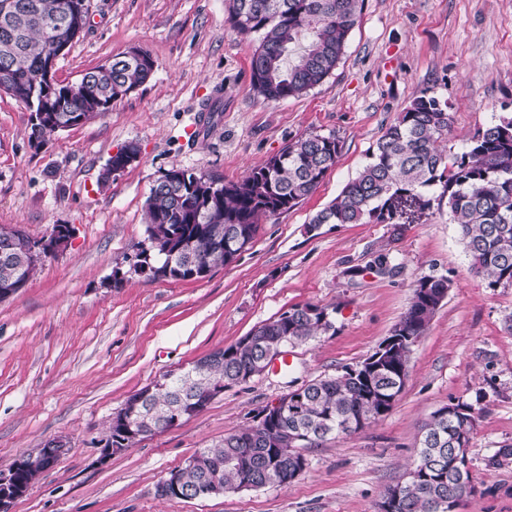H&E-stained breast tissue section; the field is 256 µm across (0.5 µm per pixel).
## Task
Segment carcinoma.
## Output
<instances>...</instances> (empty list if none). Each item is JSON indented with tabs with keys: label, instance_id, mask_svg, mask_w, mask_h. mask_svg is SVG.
I'll list each match as a JSON object with an SVG mask.
<instances>
[{
	"label": "carcinoma",
	"instance_id": "1",
	"mask_svg": "<svg viewBox=\"0 0 512 512\" xmlns=\"http://www.w3.org/2000/svg\"><path fill=\"white\" fill-rule=\"evenodd\" d=\"M226 22L238 36H257L250 61L251 82L264 99L299 98L333 75L364 0H225ZM74 5L88 9L87 0H0V72L12 81L3 88L29 111L52 112L56 123L89 120L107 111L112 102L144 84L155 62L121 54L110 63L87 71L81 81L92 86L87 95L66 94V87L43 83L44 62L55 45L70 43L74 34L43 25ZM448 101L431 90L416 96L385 130L369 152V162L336 198L310 219L320 224H398L405 208L448 207L451 223L460 228L471 260V271L488 287H512V113H501L457 151L442 149L449 139ZM340 141L335 135L311 134L288 145L240 181L221 179L176 168L175 180L157 179L147 199L146 234L149 245L139 248L140 266H171L170 279H201L200 269L227 264V255L240 254L254 238L261 218L288 211L310 196L335 166ZM221 185L214 190L212 185ZM34 239L0 237V285L31 279L37 265L20 268L15 257ZM393 266L389 256L377 255L351 277L367 273L385 276ZM328 308L296 305L259 325L261 339L239 340L201 359L191 368L170 373L159 385L145 387L126 402L138 415L147 408L194 414L195 398L210 386L247 382L250 373L277 348L280 337L294 344L327 332L320 314ZM436 313V304L411 299L398 321L413 340L396 349L385 367L363 378L342 372L304 386L301 399L288 406L279 427L305 440L275 448L267 428L252 422L224 437V444L194 455L197 464L181 469L183 485L192 493L216 481L233 492L244 477L253 488L280 484V470L303 456L302 449L331 437L350 435L384 418L393 408L388 399L402 390L397 367L408 364L415 339L422 336ZM456 426L444 417L423 433L417 462L419 479L407 486L396 512H435L432 502L448 501L474 491L471 475L465 482L448 466Z\"/></svg>",
	"mask_w": 512,
	"mask_h": 512
}]
</instances>
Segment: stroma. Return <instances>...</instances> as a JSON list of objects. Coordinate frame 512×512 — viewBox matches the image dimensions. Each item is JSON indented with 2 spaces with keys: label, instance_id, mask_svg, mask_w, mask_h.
<instances>
[{
  "label": "stroma",
  "instance_id": "1",
  "mask_svg": "<svg viewBox=\"0 0 512 512\" xmlns=\"http://www.w3.org/2000/svg\"><path fill=\"white\" fill-rule=\"evenodd\" d=\"M88 21L56 65L58 79L137 49L151 78L83 125L29 142L25 106L0 92V228L31 238L68 224L66 249L0 301V474L67 441L12 512H377L418 453L422 428L442 406L473 404L468 457L474 493L461 512H512V287L470 270L444 207L411 210L403 224H323L328 205L369 160V150L421 91L447 99L452 145L512 113V0H365L346 53L308 94L267 101L251 85L254 39L232 33L224 0H88ZM222 85L218 111L198 104ZM333 134L336 165L296 207L262 218L246 249L196 281L135 273L147 237L146 200L161 175L188 168L224 182L301 137ZM136 144L138 162L103 178L113 153ZM394 270L350 278L378 254ZM451 286L415 344L393 409L363 430L306 449V473L281 486L163 498L159 484L202 448L290 390L340 374L371 355L406 312L415 282ZM329 308L333 328L291 347L293 367L229 386L203 411L103 459L113 414L169 372L231 346L295 305Z\"/></svg>",
  "mask_w": 512,
  "mask_h": 512
}]
</instances>
